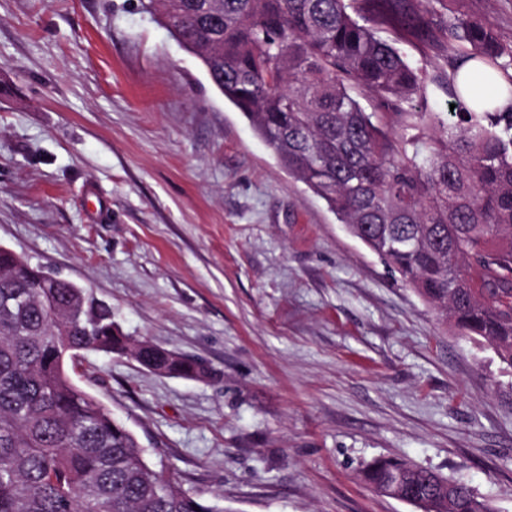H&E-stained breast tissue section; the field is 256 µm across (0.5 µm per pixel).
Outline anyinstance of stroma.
Returning <instances> with one entry per match:
<instances>
[{"instance_id":"stroma-1","label":"stroma","mask_w":512,"mask_h":512,"mask_svg":"<svg viewBox=\"0 0 512 512\" xmlns=\"http://www.w3.org/2000/svg\"><path fill=\"white\" fill-rule=\"evenodd\" d=\"M512 42L507 0H458ZM404 45L450 117L452 20ZM0 246L90 289L122 332L205 361L95 351L73 382L182 487L234 512H419L364 478L402 458L512 512V398L286 170L140 0H0Z\"/></svg>"}]
</instances>
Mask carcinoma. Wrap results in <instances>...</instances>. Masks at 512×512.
<instances>
[{
	"label": "carcinoma",
	"instance_id": "carcinoma-1",
	"mask_svg": "<svg viewBox=\"0 0 512 512\" xmlns=\"http://www.w3.org/2000/svg\"><path fill=\"white\" fill-rule=\"evenodd\" d=\"M142 0L249 120L280 166L430 304L439 320L490 347L512 372V105L488 64L512 69V45L454 15L451 49L476 61L458 86L456 121L420 111L428 85L398 44L428 26L416 0ZM389 30L394 39L376 35ZM367 91L380 111L352 95ZM127 356L158 376L201 379L200 360L114 328L93 292L14 254L0 255V512H235L183 489L135 435L78 387L66 360ZM365 479L425 501L424 512H493L464 481L401 459Z\"/></svg>",
	"mask_w": 512,
	"mask_h": 512
}]
</instances>
